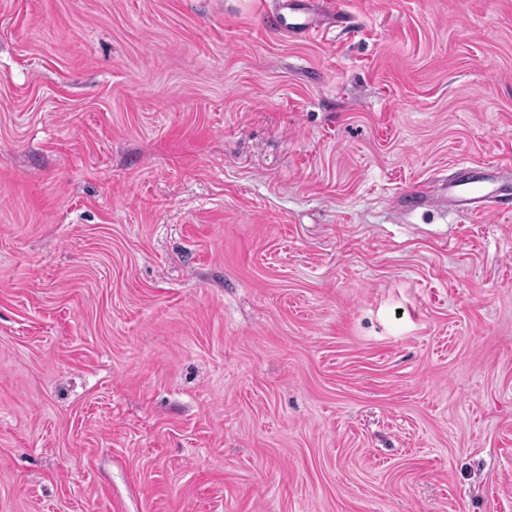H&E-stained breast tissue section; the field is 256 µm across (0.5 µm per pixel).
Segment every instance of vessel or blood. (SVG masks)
Listing matches in <instances>:
<instances>
[{
    "label": "vessel or blood",
    "instance_id": "1",
    "mask_svg": "<svg viewBox=\"0 0 512 512\" xmlns=\"http://www.w3.org/2000/svg\"><path fill=\"white\" fill-rule=\"evenodd\" d=\"M342 12L334 0H308L299 6L298 0H279L269 21L280 32L291 37L309 38L323 28L341 21ZM512 175V167L499 165L478 171H466L448 180L446 185L449 208L482 215L500 196V183Z\"/></svg>",
    "mask_w": 512,
    "mask_h": 512
}]
</instances>
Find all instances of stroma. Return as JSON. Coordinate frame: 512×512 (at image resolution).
Here are the masks:
<instances>
[{"mask_svg":"<svg viewBox=\"0 0 512 512\" xmlns=\"http://www.w3.org/2000/svg\"><path fill=\"white\" fill-rule=\"evenodd\" d=\"M0 0V512H512V0ZM307 0H279L269 21L280 32L289 37L309 38L322 32L330 24L340 22L343 18L337 2L332 0H310L305 7L297 3ZM317 4L321 5L318 8ZM512 176V167L499 165L478 171H465L448 179V208L468 212L471 215L486 214L491 203H496L500 194V182Z\"/></svg>","mask_w":512,"mask_h":512,"instance_id":"stroma-1","label":"stroma"}]
</instances>
